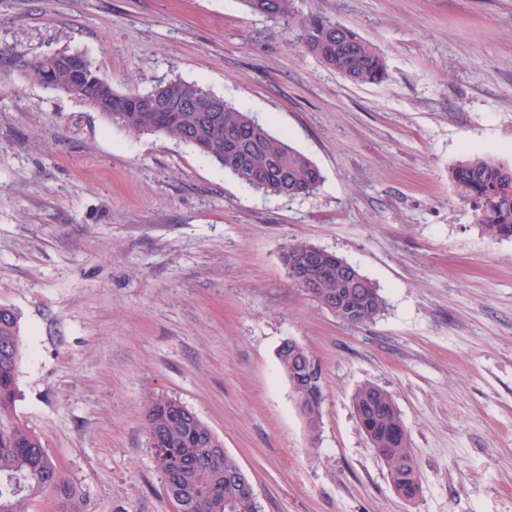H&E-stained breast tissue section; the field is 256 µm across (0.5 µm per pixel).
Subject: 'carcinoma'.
Wrapping results in <instances>:
<instances>
[{
    "instance_id": "cac0c4a2",
    "label": "carcinoma",
    "mask_w": 512,
    "mask_h": 512,
    "mask_svg": "<svg viewBox=\"0 0 512 512\" xmlns=\"http://www.w3.org/2000/svg\"><path fill=\"white\" fill-rule=\"evenodd\" d=\"M254 14L282 24L295 36V47L323 66L356 84H380L387 78L379 51L350 27L324 19L296 17L294 0H242ZM69 52L22 60L19 66L43 88L78 98L110 124L137 136L164 135L193 147L209 162L231 173L241 184L285 197L310 195L323 182L321 170L288 137L272 133L250 113L216 94L208 86L180 79L154 89L121 93L113 89L88 55L87 74L75 83L63 69L48 71L47 62ZM458 196L466 202L483 232L492 239H512V165L475 155L451 172ZM322 249L300 242L284 253L288 280L340 321L358 326L372 322L385 310L378 288L356 266L330 253L319 273L305 270ZM311 358L300 344L281 346L277 359L288 377L297 404L322 415L323 375H309L299 367ZM21 359L17 312L0 305V512H27L35 500L51 497L57 512H84L82 498L48 453L42 437L16 415V375ZM353 407L374 454L382 460L394 490L406 499L420 492L415 452L401 414L384 389L365 384L354 393ZM178 400L157 396L146 404L149 443L180 461L158 465L164 488L178 512H254L241 503V467L227 453L208 454L203 442L213 431L199 416L178 408Z\"/></svg>"
}]
</instances>
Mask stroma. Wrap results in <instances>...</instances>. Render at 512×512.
<instances>
[{
    "label": "stroma",
    "instance_id": "1",
    "mask_svg": "<svg viewBox=\"0 0 512 512\" xmlns=\"http://www.w3.org/2000/svg\"><path fill=\"white\" fill-rule=\"evenodd\" d=\"M355 30L387 79L357 85L241 0H0V305L20 316L15 411L85 512H176L144 407L214 431L261 512H512V240L487 237L452 168L512 164V0H296ZM86 51L116 91L199 82L320 168L293 199L186 144L137 137L43 89L20 60ZM304 242L357 266L387 309L350 326L292 286ZM321 365L318 429L276 351ZM388 391L421 491L407 501L352 396Z\"/></svg>",
    "mask_w": 512,
    "mask_h": 512
}]
</instances>
